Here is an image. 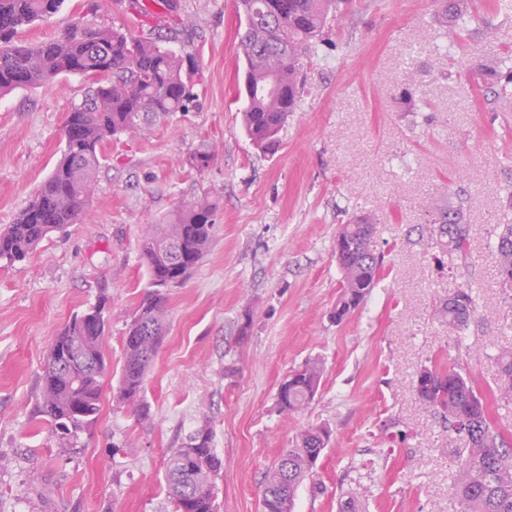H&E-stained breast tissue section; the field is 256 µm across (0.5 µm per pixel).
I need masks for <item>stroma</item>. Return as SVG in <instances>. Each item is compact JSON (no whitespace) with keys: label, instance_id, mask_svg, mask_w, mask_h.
Wrapping results in <instances>:
<instances>
[{"label":"stroma","instance_id":"35a3bbf8","mask_svg":"<svg viewBox=\"0 0 512 512\" xmlns=\"http://www.w3.org/2000/svg\"><path fill=\"white\" fill-rule=\"evenodd\" d=\"M86 2L64 0L22 39L62 36ZM174 2L184 20L174 31L159 0L149 7L157 33L198 61L188 110L145 136L106 141L83 223L0 263V512H174L166 462L203 425L224 461L220 512H259L266 468L316 425L330 429V444L293 512H338L344 495L362 512H455L462 442L421 404L414 380L437 357L469 373L512 447V399L498 391L496 361L512 349V292L495 249L499 226L512 224V85L486 97L469 77L512 54V0H477L486 23L467 52L434 33L438 0H353L316 42L274 154L242 124L237 0ZM87 87L69 75L0 95V228L60 159L67 115ZM206 150L210 165L191 166ZM204 191L215 205L212 243L169 292L168 331L144 382L152 419L141 423L118 399L126 331L148 290L139 241ZM458 204L469 243L451 254L426 227ZM356 214L375 226L384 274L338 324L334 242ZM460 287L476 307L457 334L439 306ZM103 295L102 413L63 439L38 407L41 368L56 332ZM313 360L323 365L315 399L279 414L280 382Z\"/></svg>","mask_w":512,"mask_h":512}]
</instances>
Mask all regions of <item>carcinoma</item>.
<instances>
[{
    "label": "carcinoma",
    "instance_id": "1",
    "mask_svg": "<svg viewBox=\"0 0 512 512\" xmlns=\"http://www.w3.org/2000/svg\"><path fill=\"white\" fill-rule=\"evenodd\" d=\"M279 2L239 0L244 15L239 46L248 86L243 123L253 143L270 153L278 151V134L304 89V58L329 13L339 14L349 0H288L285 13L276 9ZM442 2V16L452 21L448 37L461 47L464 32L457 26L468 21L479 26L484 18L472 12L470 0ZM61 4L62 0H0V95L59 75H81L89 81L84 100L69 112L60 161L16 221L0 230V260L10 263L25 260L51 233L84 220L103 144L121 134L145 135L156 122L186 111L197 71L188 52H177L154 37L93 22L80 37L69 32L38 44L21 38L23 27L51 17ZM504 79L512 83V66L505 73L496 68L474 72L475 83L494 93ZM214 211L210 197L202 195L149 225L140 239L150 290L126 332L119 382V397L140 422L150 419V407L143 400L144 378L168 323L163 290L183 284L208 252ZM466 232L459 207L441 211L429 227L430 236L450 253L464 250ZM372 233L367 216L350 217L337 232L338 322L358 310L379 282L383 259L370 249ZM496 251L501 287L512 290V224L501 225ZM105 306L102 299L75 315L54 336L44 362L40 410L63 437L85 430L101 412L102 380L108 372L102 350ZM473 308L469 290L459 288L439 314L448 329L460 332L468 326ZM497 362L499 390L511 397L512 351L502 353ZM322 372L314 361L289 374L278 388V412L288 416L307 408L319 391ZM423 377L426 383L415 386L419 400L448 422V432L465 442L452 484L459 512H512V450L504 447L503 434L478 385L469 374L435 360L418 371L416 379ZM330 437L326 427L306 428L295 445L280 454L264 472L260 512H292L298 487L313 477ZM223 468L211 428L196 429L167 460L164 482L175 512H218L215 479Z\"/></svg>",
    "mask_w": 512,
    "mask_h": 512
}]
</instances>
